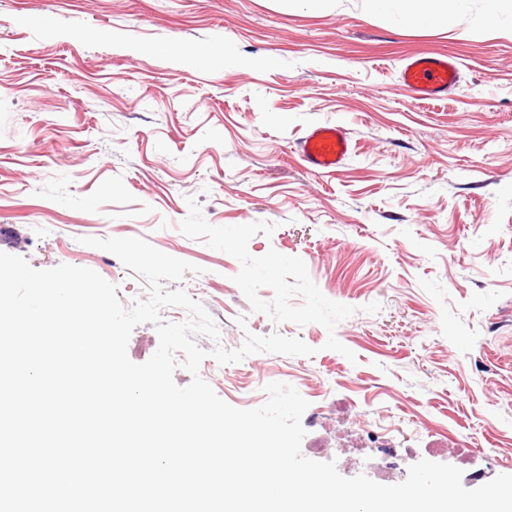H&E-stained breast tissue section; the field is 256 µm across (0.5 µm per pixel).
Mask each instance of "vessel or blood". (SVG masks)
<instances>
[{
  "instance_id": "b4317fda",
  "label": "vessel or blood",
  "mask_w": 512,
  "mask_h": 512,
  "mask_svg": "<svg viewBox=\"0 0 512 512\" xmlns=\"http://www.w3.org/2000/svg\"><path fill=\"white\" fill-rule=\"evenodd\" d=\"M402 78L417 100H440L457 87L460 66L456 56L450 53L416 55L406 62ZM351 152L347 131L335 124L312 127L299 143L302 160L316 172L335 171Z\"/></svg>"
}]
</instances>
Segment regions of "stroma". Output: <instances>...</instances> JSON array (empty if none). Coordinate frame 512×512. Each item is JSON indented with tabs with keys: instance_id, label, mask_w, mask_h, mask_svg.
<instances>
[{
	"instance_id": "obj_1",
	"label": "stroma",
	"mask_w": 512,
	"mask_h": 512,
	"mask_svg": "<svg viewBox=\"0 0 512 512\" xmlns=\"http://www.w3.org/2000/svg\"><path fill=\"white\" fill-rule=\"evenodd\" d=\"M485 7L409 32L366 0H0V251L92 269L128 306L147 295L137 274L83 240L146 239L199 266L167 288L214 319L221 339L202 349L278 332L316 350L205 358L228 404L294 386L324 414L320 461L345 477L367 473L359 433L381 421L408 463L456 466L466 488L475 471L512 475V37ZM208 46L222 55L185 61ZM448 52L458 88L416 100L403 63ZM325 122L353 147L331 174L297 153ZM189 195L211 225L273 224L250 253L300 257L356 307L332 332L355 360L325 349L322 325L251 311L239 262L181 233Z\"/></svg>"
}]
</instances>
